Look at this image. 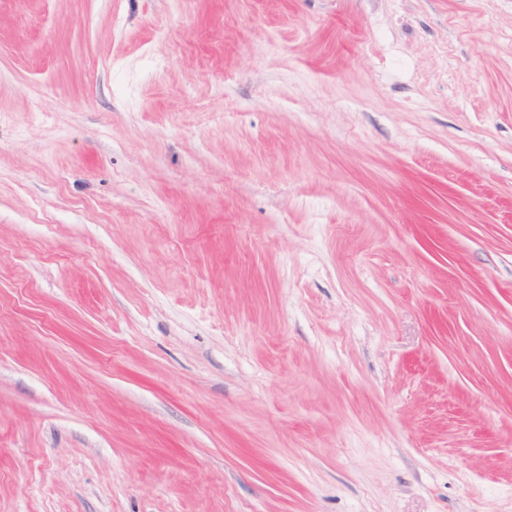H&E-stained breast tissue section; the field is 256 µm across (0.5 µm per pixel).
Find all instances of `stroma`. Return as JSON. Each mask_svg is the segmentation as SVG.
I'll return each instance as SVG.
<instances>
[{"instance_id":"stroma-1","label":"stroma","mask_w":512,"mask_h":512,"mask_svg":"<svg viewBox=\"0 0 512 512\" xmlns=\"http://www.w3.org/2000/svg\"><path fill=\"white\" fill-rule=\"evenodd\" d=\"M0 512H512V0H0Z\"/></svg>"}]
</instances>
